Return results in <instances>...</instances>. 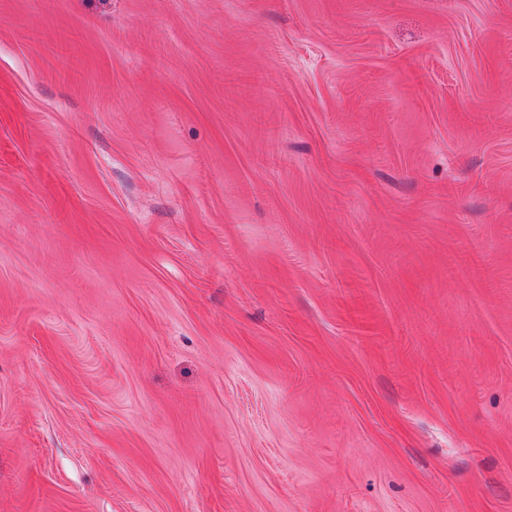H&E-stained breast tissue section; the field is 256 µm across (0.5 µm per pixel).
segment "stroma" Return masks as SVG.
Wrapping results in <instances>:
<instances>
[{
  "label": "stroma",
  "mask_w": 512,
  "mask_h": 512,
  "mask_svg": "<svg viewBox=\"0 0 512 512\" xmlns=\"http://www.w3.org/2000/svg\"><path fill=\"white\" fill-rule=\"evenodd\" d=\"M0 512H512V0H0Z\"/></svg>",
  "instance_id": "obj_1"
}]
</instances>
